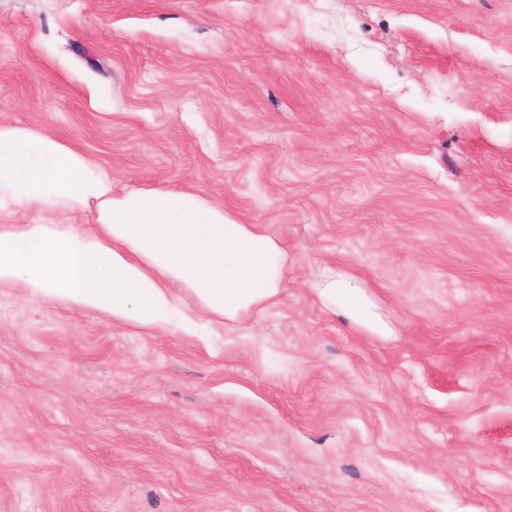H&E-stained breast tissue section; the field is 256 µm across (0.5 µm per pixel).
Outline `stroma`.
I'll return each instance as SVG.
<instances>
[{
	"label": "stroma",
	"mask_w": 512,
	"mask_h": 512,
	"mask_svg": "<svg viewBox=\"0 0 512 512\" xmlns=\"http://www.w3.org/2000/svg\"><path fill=\"white\" fill-rule=\"evenodd\" d=\"M0 122L288 252L191 334L0 287V512H512V0H0Z\"/></svg>",
	"instance_id": "35a3bbf8"
}]
</instances>
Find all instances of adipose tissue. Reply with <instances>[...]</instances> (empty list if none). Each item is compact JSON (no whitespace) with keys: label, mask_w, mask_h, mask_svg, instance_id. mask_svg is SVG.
Listing matches in <instances>:
<instances>
[{"label":"adipose tissue","mask_w":512,"mask_h":512,"mask_svg":"<svg viewBox=\"0 0 512 512\" xmlns=\"http://www.w3.org/2000/svg\"><path fill=\"white\" fill-rule=\"evenodd\" d=\"M0 285L99 309L144 327L192 330L197 315L237 321L274 298L287 254L257 225L167 188L113 193L102 166L50 133L0 122ZM62 213L90 215L63 223Z\"/></svg>","instance_id":"obj_1"}]
</instances>
